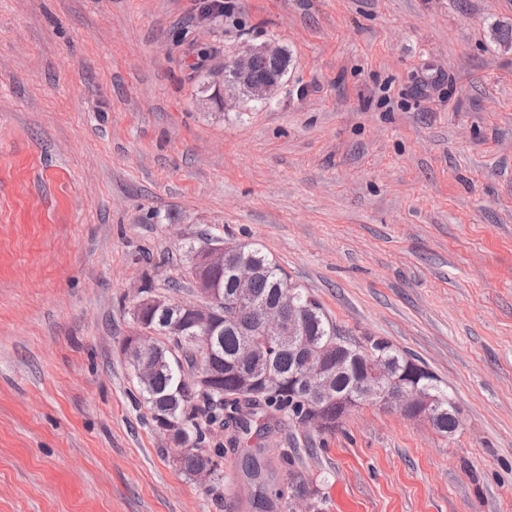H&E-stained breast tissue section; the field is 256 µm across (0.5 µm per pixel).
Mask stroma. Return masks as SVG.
Instances as JSON below:
<instances>
[{"label": "stroma", "instance_id": "1", "mask_svg": "<svg viewBox=\"0 0 512 512\" xmlns=\"http://www.w3.org/2000/svg\"><path fill=\"white\" fill-rule=\"evenodd\" d=\"M232 3L0 0V512H288L296 448L323 512H512V0ZM267 41L276 100L226 93ZM209 231L419 359L455 436L367 402L213 430L229 484L184 473L122 344L143 288L198 302L169 282Z\"/></svg>", "mask_w": 512, "mask_h": 512}]
</instances>
